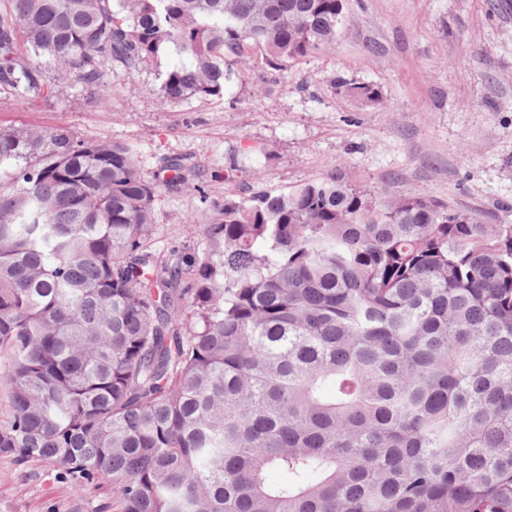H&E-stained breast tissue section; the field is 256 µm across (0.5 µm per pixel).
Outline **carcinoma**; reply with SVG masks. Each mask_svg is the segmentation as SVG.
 Instances as JSON below:
<instances>
[{
	"label": "carcinoma",
	"instance_id": "1",
	"mask_svg": "<svg viewBox=\"0 0 512 512\" xmlns=\"http://www.w3.org/2000/svg\"><path fill=\"white\" fill-rule=\"evenodd\" d=\"M344 0H6L31 104L174 56L169 103L335 43ZM347 95L379 102L369 84ZM258 154L224 155V181ZM166 184L189 182L167 158ZM126 143L0 129V458L90 512H512V224L329 170L238 185L201 249H154Z\"/></svg>",
	"mask_w": 512,
	"mask_h": 512
}]
</instances>
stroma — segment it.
Masks as SVG:
<instances>
[{
    "instance_id": "1",
    "label": "stroma",
    "mask_w": 512,
    "mask_h": 512,
    "mask_svg": "<svg viewBox=\"0 0 512 512\" xmlns=\"http://www.w3.org/2000/svg\"><path fill=\"white\" fill-rule=\"evenodd\" d=\"M335 45L274 71L247 69L230 92L177 104L160 95L163 68L127 74L102 66L113 93L93 109L94 90L70 82L38 105L0 93V128L63 127L82 140L138 150L146 174L179 155L204 186L158 189L156 247L197 246L185 221L215 223L224 206V152L262 151L257 179L290 189L336 166L349 179L398 196L424 193L512 224V0H346ZM373 85L377 104L348 96L343 82ZM85 498L56 474H30L0 460V512H83Z\"/></svg>"
}]
</instances>
